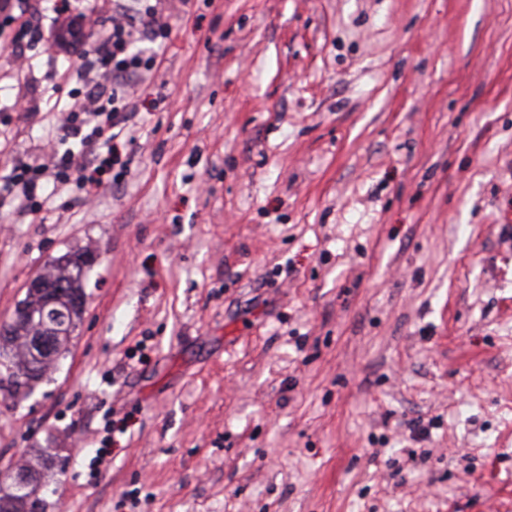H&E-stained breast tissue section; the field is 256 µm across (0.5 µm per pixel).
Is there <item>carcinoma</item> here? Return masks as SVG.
Wrapping results in <instances>:
<instances>
[{"label": "carcinoma", "instance_id": "obj_1", "mask_svg": "<svg viewBox=\"0 0 512 512\" xmlns=\"http://www.w3.org/2000/svg\"><path fill=\"white\" fill-rule=\"evenodd\" d=\"M95 261L87 247L70 249L52 258L38 275L39 286L27 289L17 306L28 316L8 325L0 334V367L5 380L15 394H30L49 369V357L59 359L68 349L72 333L82 319L85 306V286ZM49 309L59 314L55 322L51 347L41 352L35 345L42 335V315ZM43 484L39 472L26 475L19 487L0 490V512H44Z\"/></svg>", "mask_w": 512, "mask_h": 512}]
</instances>
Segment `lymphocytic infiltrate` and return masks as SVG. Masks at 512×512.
Returning <instances> with one entry per match:
<instances>
[{
    "instance_id": "1",
    "label": "lymphocytic infiltrate",
    "mask_w": 512,
    "mask_h": 512,
    "mask_svg": "<svg viewBox=\"0 0 512 512\" xmlns=\"http://www.w3.org/2000/svg\"><path fill=\"white\" fill-rule=\"evenodd\" d=\"M98 23L91 10L70 18L67 32L82 46L81 63L52 71L49 77L78 84L79 89L69 103L56 102L47 109L52 129L49 153L40 160L17 163L0 177V208L10 207L34 221L51 209L56 190L73 185L92 193L103 176L120 164L127 143L134 141L122 92L133 77L155 63L154 58L142 57L135 44L138 38L167 33L168 25L156 6L148 4L133 18L113 15L95 38L86 39L83 26ZM13 24L18 27L12 39L18 65L12 81L19 89L33 68L28 48L38 41L41 29L29 20L17 22L10 0H0V31Z\"/></svg>"
}]
</instances>
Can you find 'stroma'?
<instances>
[{"mask_svg": "<svg viewBox=\"0 0 512 512\" xmlns=\"http://www.w3.org/2000/svg\"><path fill=\"white\" fill-rule=\"evenodd\" d=\"M157 7L127 173L0 209V323L99 253L59 364L0 383V471L44 458L46 512H512V0ZM30 53L0 176L81 63Z\"/></svg>", "mask_w": 512, "mask_h": 512, "instance_id": "35a3bbf8", "label": "stroma"}]
</instances>
